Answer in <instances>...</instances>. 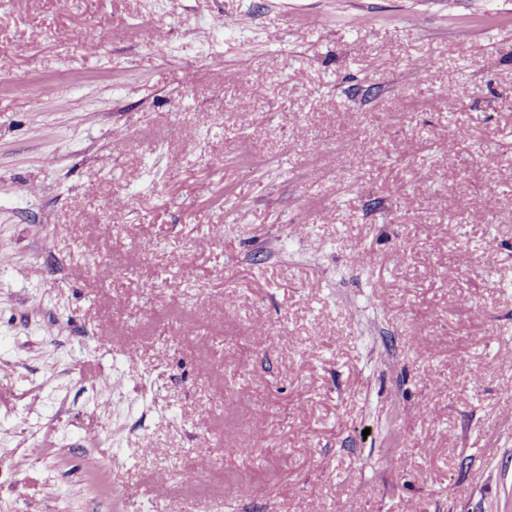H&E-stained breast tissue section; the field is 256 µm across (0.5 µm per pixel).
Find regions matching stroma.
Here are the masks:
<instances>
[{
	"label": "stroma",
	"instance_id": "1",
	"mask_svg": "<svg viewBox=\"0 0 512 512\" xmlns=\"http://www.w3.org/2000/svg\"><path fill=\"white\" fill-rule=\"evenodd\" d=\"M0 512H512V0H0Z\"/></svg>",
	"mask_w": 512,
	"mask_h": 512
}]
</instances>
